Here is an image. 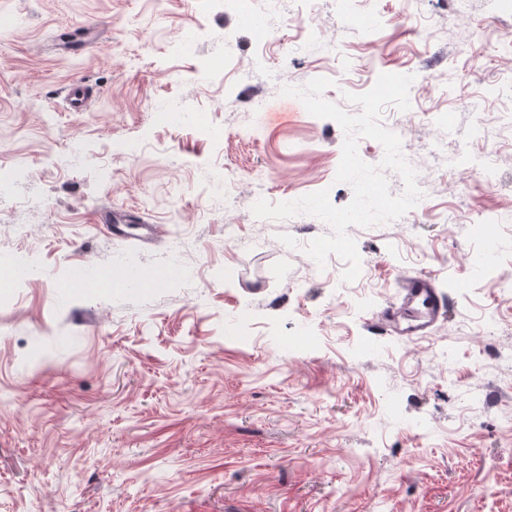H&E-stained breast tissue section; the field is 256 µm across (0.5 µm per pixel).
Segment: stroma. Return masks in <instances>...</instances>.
I'll list each match as a JSON object with an SVG mask.
<instances>
[{
	"label": "stroma",
	"mask_w": 512,
	"mask_h": 512,
	"mask_svg": "<svg viewBox=\"0 0 512 512\" xmlns=\"http://www.w3.org/2000/svg\"><path fill=\"white\" fill-rule=\"evenodd\" d=\"M403 8L282 9L261 48L215 0H0V512H512V0ZM388 70L421 207L349 227L346 283L329 225L248 203H350L342 128L281 89L357 114ZM403 272L452 301L413 341L375 324Z\"/></svg>",
	"instance_id": "stroma-1"
}]
</instances>
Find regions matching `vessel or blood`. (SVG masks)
<instances>
[{
	"label": "vessel or blood",
	"instance_id": "1",
	"mask_svg": "<svg viewBox=\"0 0 512 512\" xmlns=\"http://www.w3.org/2000/svg\"><path fill=\"white\" fill-rule=\"evenodd\" d=\"M399 301L378 315L380 329L404 340L428 335L446 313V302L431 277L401 273L398 277Z\"/></svg>",
	"mask_w": 512,
	"mask_h": 512
}]
</instances>
